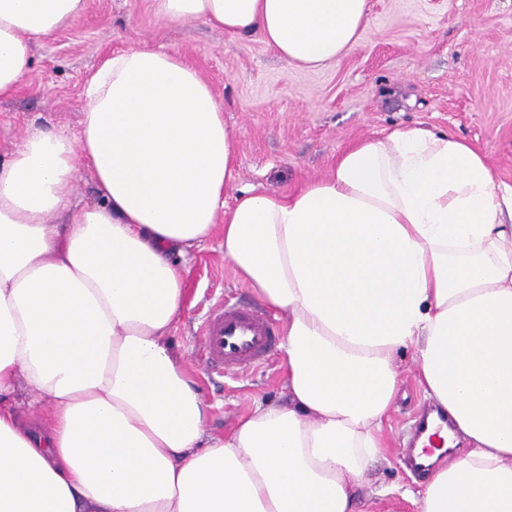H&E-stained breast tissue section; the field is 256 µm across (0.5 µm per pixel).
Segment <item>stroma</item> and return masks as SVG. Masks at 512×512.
<instances>
[{
	"instance_id": "35a3bbf8",
	"label": "stroma",
	"mask_w": 512,
	"mask_h": 512,
	"mask_svg": "<svg viewBox=\"0 0 512 512\" xmlns=\"http://www.w3.org/2000/svg\"><path fill=\"white\" fill-rule=\"evenodd\" d=\"M135 42L180 53L223 100L224 123L237 136L233 185L289 192L325 176L351 145L403 127L466 140L497 181L512 185V0H368L358 45L319 70L278 57L256 34L163 21L151 0H87L75 24L34 43L21 88L0 99V157L30 128L77 133L87 77ZM178 263L183 311L169 343L210 407L206 435L220 437L257 404L285 402L284 353L275 349L267 366L238 379L208 378L194 357L204 314L225 294L256 300L224 255L222 230ZM396 365L398 396L382 455L357 491L358 512H419L424 478L405 448L429 399L415 351Z\"/></svg>"
}]
</instances>
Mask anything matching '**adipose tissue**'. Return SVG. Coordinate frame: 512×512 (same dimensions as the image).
I'll return each mask as SVG.
<instances>
[{"instance_id":"1","label":"adipose tissue","mask_w":512,"mask_h":512,"mask_svg":"<svg viewBox=\"0 0 512 512\" xmlns=\"http://www.w3.org/2000/svg\"><path fill=\"white\" fill-rule=\"evenodd\" d=\"M86 0H0V98ZM172 23L260 33L305 69L358 43L367 0H153ZM77 134L0 161V512H357L399 391L395 359L467 451L420 512H512V186L420 127L364 140L285 193L238 188L224 105L181 56L132 46L84 85ZM91 170L101 196L73 204ZM224 254L282 321L288 402L204 442L167 338L184 252Z\"/></svg>"}]
</instances>
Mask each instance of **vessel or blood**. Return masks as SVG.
I'll list each match as a JSON object with an SVG mask.
<instances>
[{
	"instance_id": "b4317fda",
	"label": "vessel or blood",
	"mask_w": 512,
	"mask_h": 512,
	"mask_svg": "<svg viewBox=\"0 0 512 512\" xmlns=\"http://www.w3.org/2000/svg\"><path fill=\"white\" fill-rule=\"evenodd\" d=\"M198 338L205 374L238 375L264 363L278 340V328L262 312L227 296L203 320Z\"/></svg>"
}]
</instances>
